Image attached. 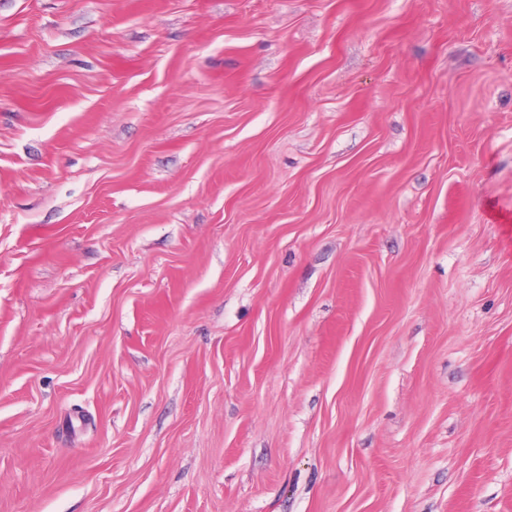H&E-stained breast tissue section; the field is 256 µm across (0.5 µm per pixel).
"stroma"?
Segmentation results:
<instances>
[{
  "label": "stroma",
  "instance_id": "obj_1",
  "mask_svg": "<svg viewBox=\"0 0 512 512\" xmlns=\"http://www.w3.org/2000/svg\"><path fill=\"white\" fill-rule=\"evenodd\" d=\"M0 512H512V0H0Z\"/></svg>",
  "mask_w": 512,
  "mask_h": 512
}]
</instances>
